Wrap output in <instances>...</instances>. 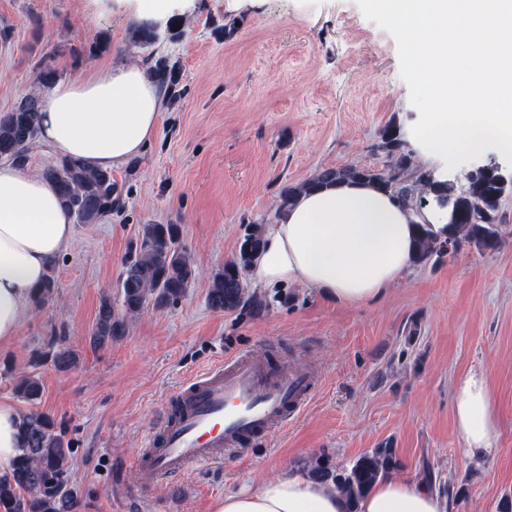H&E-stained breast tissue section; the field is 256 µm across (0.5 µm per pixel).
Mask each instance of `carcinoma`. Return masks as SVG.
Instances as JSON below:
<instances>
[{"label": "carcinoma", "instance_id": "1", "mask_svg": "<svg viewBox=\"0 0 512 512\" xmlns=\"http://www.w3.org/2000/svg\"><path fill=\"white\" fill-rule=\"evenodd\" d=\"M178 29H173V25ZM185 23L174 18L165 32L149 22L135 26L136 46L143 50L151 78L170 100L177 102L187 94L181 69L170 57L159 55L156 44L164 39H179ZM60 78L58 71L44 61L36 65L35 83L47 87ZM43 99L35 90L21 97L11 110L0 113V158L25 166L30 144L38 135V117ZM374 149L389 159L382 168L347 166L324 168L302 183H288L279 193L273 219L277 220L300 193L340 180L363 181L391 190L405 202L424 205L436 202L448 208V239L441 241L425 229L419 230L413 265L426 266L454 257L467 245L480 253L500 249L512 236L500 213V203L512 195V183L503 181L492 168L464 176V183L441 181L417 164L405 149L400 128L391 122L378 134ZM42 177L55 188L62 207L78 224H93L119 209L121 195L110 169H92L81 160L65 158L44 169ZM263 246L262 223L249 222L234 257L215 270L209 282L207 304L215 311L234 312L248 305L255 311L265 302L247 290L244 274L252 257ZM131 256L118 281L117 300L111 292L101 295L90 342L105 348L127 335L130 321L144 310L175 304L186 296L198 277L191 253L180 244L177 224H145L141 242L130 249ZM58 297L55 266H50L44 282L35 289L32 306L41 310ZM63 329L45 352L33 355L35 366L45 362L59 372L77 364L76 354L60 339ZM15 391L24 401L37 404L43 386L34 375L20 377ZM19 455L11 472L0 477V512H79L80 494L72 479L69 462L73 439L62 423L45 412L31 410L20 416ZM400 467L395 450L379 447L367 451L346 466H332L321 458H311L301 468L313 480L332 486L346 498L347 512H357L361 498L381 479Z\"/></svg>", "mask_w": 512, "mask_h": 512}]
</instances>
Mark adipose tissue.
<instances>
[{
  "label": "adipose tissue",
  "instance_id": "obj_1",
  "mask_svg": "<svg viewBox=\"0 0 512 512\" xmlns=\"http://www.w3.org/2000/svg\"><path fill=\"white\" fill-rule=\"evenodd\" d=\"M165 105L144 69L118 62L50 85L39 134L58 155L113 169L143 151ZM422 227L447 239V209L417 211L371 184L331 183L298 196L279 221L264 226V246L247 275L258 288L295 285L344 305L365 304L411 270ZM74 237L73 219L51 184L27 168L0 163V349L12 345L34 288ZM454 420L471 460L493 453L497 409L484 375L459 381ZM215 512H346V502L291 470L225 495ZM358 512H451V502L418 478L392 474L360 500Z\"/></svg>",
  "mask_w": 512,
  "mask_h": 512
}]
</instances>
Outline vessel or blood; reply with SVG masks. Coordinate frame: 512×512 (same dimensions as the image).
<instances>
[{
    "instance_id": "vessel-or-blood-1",
    "label": "vessel or blood",
    "mask_w": 512,
    "mask_h": 512,
    "mask_svg": "<svg viewBox=\"0 0 512 512\" xmlns=\"http://www.w3.org/2000/svg\"><path fill=\"white\" fill-rule=\"evenodd\" d=\"M312 372L277 369L243 356L225 359L183 387L136 460L142 489L194 464L243 452L260 434L300 411Z\"/></svg>"
}]
</instances>
